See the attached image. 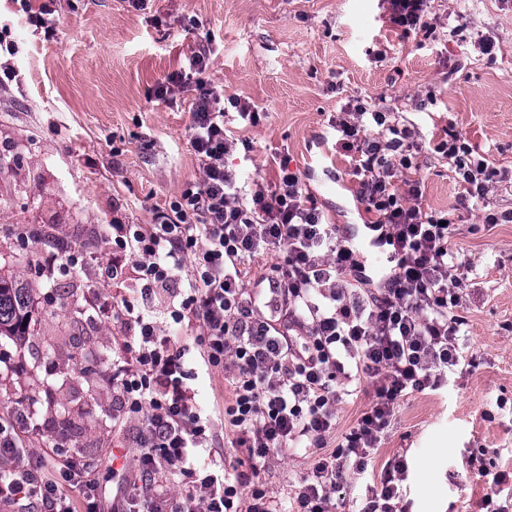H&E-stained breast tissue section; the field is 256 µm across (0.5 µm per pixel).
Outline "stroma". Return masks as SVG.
<instances>
[{
	"label": "stroma",
	"mask_w": 512,
	"mask_h": 512,
	"mask_svg": "<svg viewBox=\"0 0 512 512\" xmlns=\"http://www.w3.org/2000/svg\"><path fill=\"white\" fill-rule=\"evenodd\" d=\"M434 31L403 36L383 0H57L52 36L31 26L17 0H0V28L19 52V76L0 87V265L31 288L26 345L0 338V416L20 398L33 402L39 434L22 444L66 458L99 485L110 512L121 490L115 472L134 467L136 449L112 427V361L126 330L94 316L90 300L139 302L135 278L102 279L112 261L105 234L114 220L148 224L200 170L189 143L194 93L175 102L150 90L179 70L201 43L212 54L208 77L225 96L249 99L258 126L227 127L238 139L226 166L243 178L272 179L276 158L300 171L318 206L337 224H360L349 164L329 120L349 100L376 99L400 113L422 150L416 176L423 203L447 214L452 246L470 283L462 311L474 367L447 390L403 399L378 451L384 464L405 455L407 512H481L487 492L466 466L482 451L509 472L512 490V223L485 228V208L512 210V184L462 204L464 189L429 143L451 125L498 170L512 172V0H431ZM495 42L481 55L477 37ZM121 211H113V201ZM85 246L84 267L47 285L46 247L21 244L22 225ZM191 354V382L214 425L206 462L236 458L214 399L215 381ZM314 460L298 448L261 467L259 482L288 505Z\"/></svg>",
	"instance_id": "1"
}]
</instances>
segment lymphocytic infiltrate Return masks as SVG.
<instances>
[{"instance_id":"lymphocytic-infiltrate-1","label":"lymphocytic infiltrate","mask_w":512,"mask_h":512,"mask_svg":"<svg viewBox=\"0 0 512 512\" xmlns=\"http://www.w3.org/2000/svg\"><path fill=\"white\" fill-rule=\"evenodd\" d=\"M390 22L403 34H430V0H385ZM211 50L201 46L151 95L170 101L195 90L190 145L201 178L187 184L149 224L112 226L115 281L135 269L143 294L170 290L191 264L190 279L170 316L200 329L195 343L208 371L221 374L229 393L224 425L242 451L228 467L199 471L192 451L207 447L209 425L189 384L186 350L130 302L95 303L98 316L124 321L129 336L112 363L118 402L112 423L139 450L138 469L124 477L112 512H273L259 488V466L290 449H316L291 512H336L334 494L345 474H364L386 435L400 400L435 391L467 363L460 338L466 321V280L442 215L427 211L410 171L420 146L393 109L357 98L331 121L352 165L355 197L369 220L359 235L326 221L299 172L280 160L275 183H237L224 159L236 147L224 129L226 107L247 125L262 114L248 99L224 98L205 74ZM433 150L448 160L467 198L485 197L497 170L468 141L444 130ZM386 254L373 277V250ZM276 261L252 282L260 257ZM373 381L374 398L342 434L336 429L339 386ZM30 412L18 406L0 417V504L28 498L48 512H100L98 487L74 463L36 456L18 433ZM408 467L389 461L367 484L358 512H398L399 483ZM180 477L174 495L162 474Z\"/></svg>"}]
</instances>
